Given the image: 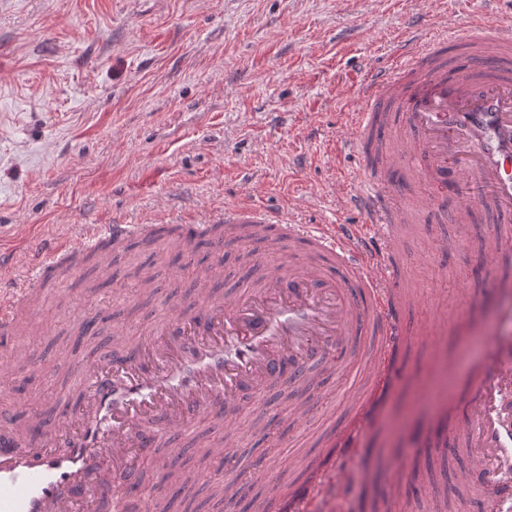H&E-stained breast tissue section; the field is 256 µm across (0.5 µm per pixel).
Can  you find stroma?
I'll use <instances>...</instances> for the list:
<instances>
[{"mask_svg": "<svg viewBox=\"0 0 512 512\" xmlns=\"http://www.w3.org/2000/svg\"><path fill=\"white\" fill-rule=\"evenodd\" d=\"M493 9L490 0H0V248L19 250L33 235L80 224H193L246 203L291 224L360 223L336 196L338 186L354 185L357 160L338 148L344 115L356 109L354 89L370 67L392 65L418 13L462 27ZM245 178L246 196L238 189ZM458 236V250H434ZM484 246L482 236H465L431 212L403 237L401 257L417 262L403 273L417 297L406 315L421 332L402 357L379 426L359 437L342 500L322 493L318 512H382L401 458L413 460L433 492L420 498L404 484L390 512H431V499H447L461 461L419 439L438 405L483 361L490 337L512 332L489 281L474 272ZM231 251L220 294L237 288L242 268L260 274L276 260L259 240ZM202 257L175 243L139 242L112 251L106 287L86 288L76 269L44 283L30 305L38 332L15 341L54 370L24 363L0 384V398L23 391L42 410L57 408L73 389V364L107 348L111 323L136 337L158 321L160 302H195L190 270ZM144 267L156 289L148 298L135 287ZM466 308L478 321L472 343L450 327L451 314ZM87 310L103 318L97 336L80 342L74 317ZM345 397L346 382L337 380L316 395L313 417L268 434L261 422L289 400L273 386L232 424L194 425L177 448L232 429L242 474L238 497L199 512H243L255 495L272 496L271 483L249 474L259 454L277 482L299 479L301 467L288 470L283 461L312 459L316 439L341 425ZM168 454L139 458L138 496L154 508L174 491L156 476Z\"/></svg>", "mask_w": 512, "mask_h": 512, "instance_id": "stroma-1", "label": "stroma"}]
</instances>
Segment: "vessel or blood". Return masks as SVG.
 Masks as SVG:
<instances>
[{"label": "vessel or blood", "instance_id": "1", "mask_svg": "<svg viewBox=\"0 0 512 512\" xmlns=\"http://www.w3.org/2000/svg\"><path fill=\"white\" fill-rule=\"evenodd\" d=\"M397 67L376 70L357 90V108L340 144L358 159L357 185L340 195L357 224H287L252 206L225 211L213 260L198 267L197 306L167 305L157 328L136 341L111 328L109 349L80 361L77 385L45 437L42 414L26 393L20 424H0V512H146L131 498L136 459L165 436L221 416L269 384L320 390L376 337L369 391L347 410V424L320 437L324 452L289 486L286 512H310L327 476L343 493L341 465L358 453V433L373 425L399 357L417 332L405 316L415 304L403 288L398 244L403 225L432 210L472 226L486 206L496 222L480 266L500 274L512 260V9L399 47ZM405 115L418 131L405 139ZM423 184L407 202L396 189ZM456 209H449V201ZM273 234L277 259L233 295L213 290L223 274L224 241L243 228ZM155 224H102L92 234L38 239L0 253V338L56 266L106 239L122 246L156 237ZM429 441L463 457L450 512H512V336L494 337L461 397L449 398Z\"/></svg>", "mask_w": 512, "mask_h": 512}]
</instances>
